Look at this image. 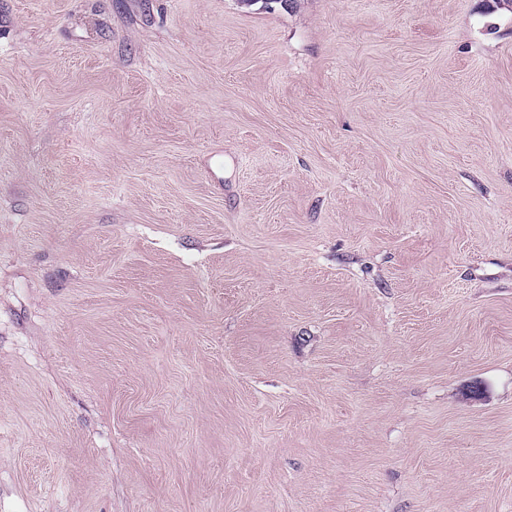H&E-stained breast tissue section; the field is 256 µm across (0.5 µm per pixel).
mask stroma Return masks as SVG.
<instances>
[{
	"instance_id": "stroma-1",
	"label": "stroma",
	"mask_w": 512,
	"mask_h": 512,
	"mask_svg": "<svg viewBox=\"0 0 512 512\" xmlns=\"http://www.w3.org/2000/svg\"><path fill=\"white\" fill-rule=\"evenodd\" d=\"M0 0V512H512V14Z\"/></svg>"
}]
</instances>
